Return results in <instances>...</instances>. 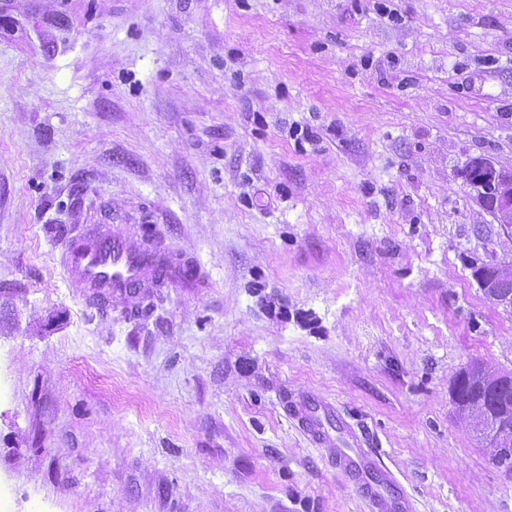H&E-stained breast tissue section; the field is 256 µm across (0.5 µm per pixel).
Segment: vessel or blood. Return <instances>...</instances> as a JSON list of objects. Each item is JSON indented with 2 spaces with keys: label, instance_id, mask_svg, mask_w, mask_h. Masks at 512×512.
<instances>
[{
  "label": "vessel or blood",
  "instance_id": "vessel-or-blood-1",
  "mask_svg": "<svg viewBox=\"0 0 512 512\" xmlns=\"http://www.w3.org/2000/svg\"><path fill=\"white\" fill-rule=\"evenodd\" d=\"M59 264L70 287L82 289L95 299L151 288L161 274L172 282L186 281L191 276L190 268L167 264L163 253L136 245L108 226L91 233L66 235ZM292 412L314 444L332 446L326 430L336 419L332 406L303 398L294 403ZM334 462L351 477L357 494L372 512H414L408 494L390 473L377 469L370 453L360 445L337 449Z\"/></svg>",
  "mask_w": 512,
  "mask_h": 512
}]
</instances>
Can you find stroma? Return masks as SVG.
I'll return each instance as SVG.
<instances>
[{
	"instance_id": "35a3bbf8",
	"label": "stroma",
	"mask_w": 512,
	"mask_h": 512,
	"mask_svg": "<svg viewBox=\"0 0 512 512\" xmlns=\"http://www.w3.org/2000/svg\"><path fill=\"white\" fill-rule=\"evenodd\" d=\"M475 157L512 166V0H0L14 512H371L305 396L415 512H512L451 398L469 361L512 372ZM89 224L201 282L97 308L55 256ZM293 404L291 407L294 417L313 443L328 448L334 446V441L325 427V424L331 427L335 420L336 428H339L342 423L338 414H335L334 408L312 398H302Z\"/></svg>"
}]
</instances>
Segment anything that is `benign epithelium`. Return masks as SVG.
Returning <instances> with one entry per match:
<instances>
[{
	"instance_id": "benign-epithelium-1",
	"label": "benign epithelium",
	"mask_w": 512,
	"mask_h": 512,
	"mask_svg": "<svg viewBox=\"0 0 512 512\" xmlns=\"http://www.w3.org/2000/svg\"><path fill=\"white\" fill-rule=\"evenodd\" d=\"M470 164L477 165L487 172L488 177L483 179L485 187L480 189L481 195L477 196L480 205H485L482 194L488 193L494 197V212L498 223L503 225L505 231L512 230V168H505L487 158L473 159ZM484 271V278L480 280V286L486 292L487 297L504 308H512V300L502 299L494 292L497 276L511 271L508 262L494 258L478 264ZM474 363L469 362L457 372L452 386V401L455 408L468 417L469 431L479 442L486 454L496 460L503 456L512 457V435L508 433V425L512 423V409L507 407L494 414L487 407L478 402L463 400L457 392L458 384L466 379H471L480 385L512 380V375L495 373L486 377L473 376Z\"/></svg>"
}]
</instances>
